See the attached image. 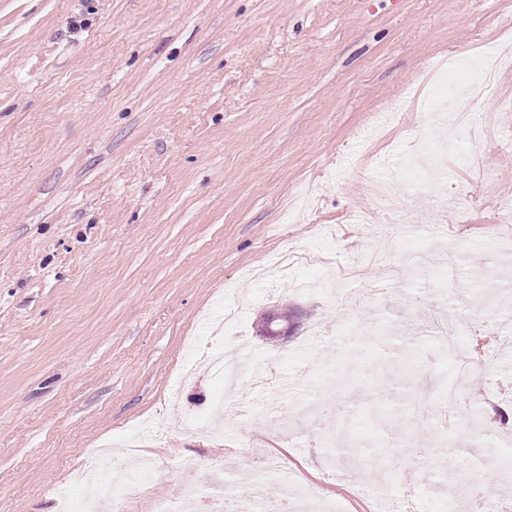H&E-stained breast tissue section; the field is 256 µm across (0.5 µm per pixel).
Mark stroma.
<instances>
[{
	"mask_svg": "<svg viewBox=\"0 0 512 512\" xmlns=\"http://www.w3.org/2000/svg\"><path fill=\"white\" fill-rule=\"evenodd\" d=\"M499 46L512 0H0V512H56L103 442L159 472L128 512L179 497L188 462L245 493L259 456L287 464L270 490L380 512L404 490L400 432L455 483L511 461L512 353L475 376L469 344L512 332V290L472 276L512 241V69L462 131L428 127L425 83ZM406 159L435 166L446 207ZM274 307L297 311L282 343L256 332ZM240 339L236 384L182 379ZM344 402L368 452L334 459L311 433Z\"/></svg>",
	"mask_w": 512,
	"mask_h": 512,
	"instance_id": "35a3bbf8",
	"label": "stroma"
}]
</instances>
